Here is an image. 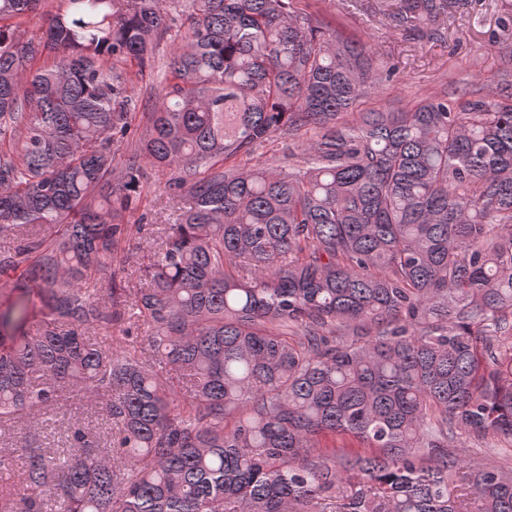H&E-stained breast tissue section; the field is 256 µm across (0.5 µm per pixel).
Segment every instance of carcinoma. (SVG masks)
I'll return each mask as SVG.
<instances>
[{"instance_id": "carcinoma-1", "label": "carcinoma", "mask_w": 512, "mask_h": 512, "mask_svg": "<svg viewBox=\"0 0 512 512\" xmlns=\"http://www.w3.org/2000/svg\"><path fill=\"white\" fill-rule=\"evenodd\" d=\"M184 2L137 150L191 203L109 310L85 284L138 187L134 160L112 183L132 105L112 64H152L163 0H0V427L74 397L110 424L104 446L71 425L75 454L1 447L22 486L0 512H512V466L448 453L512 439V92L352 118L382 75L308 0ZM454 5L394 18L433 30ZM304 128L302 165L241 164ZM128 305L139 345L85 336Z\"/></svg>"}]
</instances>
